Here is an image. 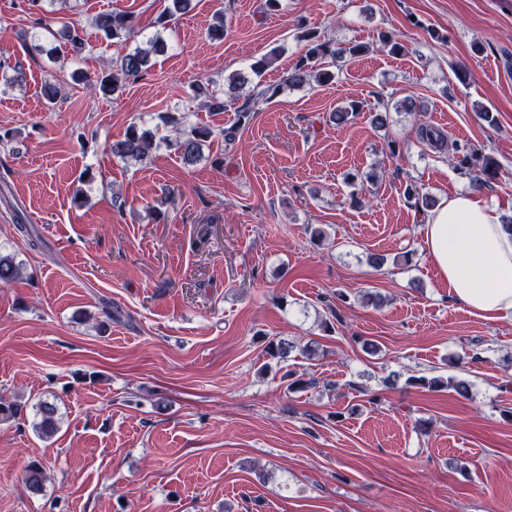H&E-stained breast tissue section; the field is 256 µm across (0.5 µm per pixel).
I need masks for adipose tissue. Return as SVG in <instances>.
<instances>
[{"mask_svg":"<svg viewBox=\"0 0 512 512\" xmlns=\"http://www.w3.org/2000/svg\"><path fill=\"white\" fill-rule=\"evenodd\" d=\"M424 245L455 302L480 315L512 316V231L493 207L468 193L445 197L426 214Z\"/></svg>","mask_w":512,"mask_h":512,"instance_id":"1","label":"adipose tissue"}]
</instances>
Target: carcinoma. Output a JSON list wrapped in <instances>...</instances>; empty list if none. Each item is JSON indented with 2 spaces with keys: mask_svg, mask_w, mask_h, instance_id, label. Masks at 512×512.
Segmentation results:
<instances>
[{
  "mask_svg": "<svg viewBox=\"0 0 512 512\" xmlns=\"http://www.w3.org/2000/svg\"><path fill=\"white\" fill-rule=\"evenodd\" d=\"M63 26L66 39L72 50L81 51L85 46L83 28L74 21L58 19ZM93 25L107 39H128L134 34L132 17L121 12H102L93 19ZM297 39L305 43L304 53L295 62L288 72L285 84L302 87L313 82L320 86L326 85L336 78L334 72L328 70L325 60L331 65L362 51L358 45L338 47L329 40H323L318 33L300 27ZM167 50V42L160 34H155L146 41V46H137L133 50L113 60L109 70L102 73L96 80L90 82L94 91L104 96L118 92L126 83L135 81L146 72L151 63V56ZM194 98L201 100L203 106L213 112H223L227 108L224 99V90L217 87L216 82L206 81L197 83L193 89ZM180 109L165 113L163 122L176 128L177 136L167 142V146L178 154L186 164H194L202 158L203 147L206 146L215 131L207 126H192L188 129L182 127L183 118L179 116ZM155 132L150 128L137 125L129 127L124 139L112 143V155L124 161L141 162L148 157L153 145ZM419 140L431 148L448 153L449 160L455 168L464 169L480 167L481 177L474 179V189L480 191L488 186L489 181L497 176V167L489 158L481 155L477 150L461 143H448V136L440 127L431 124H422L418 128ZM405 196L414 201L419 212H424L434 206L432 196L421 192L414 183H408L404 190ZM20 275V268L11 255L0 254V283L8 284ZM293 345L283 339L270 340L266 345V352L275 359H285L292 352ZM412 385L429 387L446 386L464 397L468 394V383L454 376L444 381L438 377L426 378L412 376L409 379ZM24 404L16 400H8L0 395V421L18 420L23 414ZM41 420L38 424L40 434L50 437L57 430V408L54 404L43 401L39 404ZM23 481L27 489L34 493L43 491L46 473L42 464L37 461L29 463L23 470Z\"/></svg>",
  "mask_w": 512,
  "mask_h": 512,
  "instance_id": "carcinoma-1",
  "label": "carcinoma"
}]
</instances>
